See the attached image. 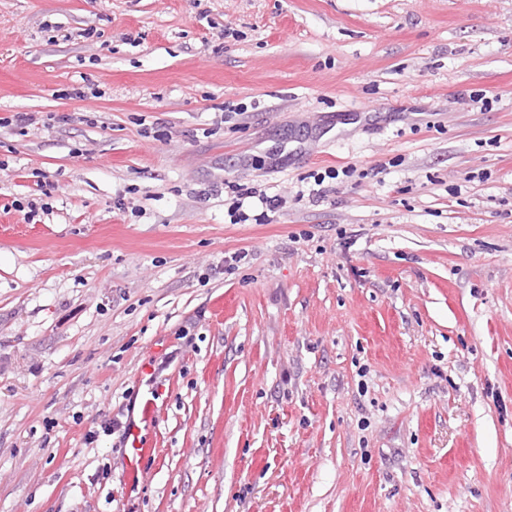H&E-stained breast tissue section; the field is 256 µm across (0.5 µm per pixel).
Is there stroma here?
Returning <instances> with one entry per match:
<instances>
[{
	"mask_svg": "<svg viewBox=\"0 0 512 512\" xmlns=\"http://www.w3.org/2000/svg\"><path fill=\"white\" fill-rule=\"evenodd\" d=\"M0 512H512V0H0ZM248 197H258V201L261 204L262 211L259 214L253 215V220L258 224H269L273 221L274 215L283 208L282 200L277 195L268 196L266 193L262 191H250ZM269 213H273V216H270Z\"/></svg>",
	"mask_w": 512,
	"mask_h": 512,
	"instance_id": "obj_1",
	"label": "stroma"
}]
</instances>
